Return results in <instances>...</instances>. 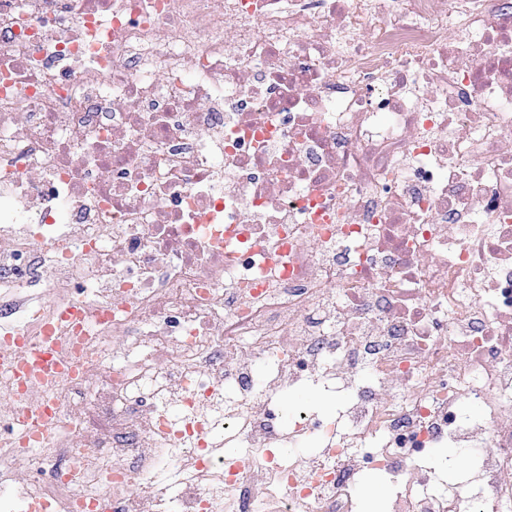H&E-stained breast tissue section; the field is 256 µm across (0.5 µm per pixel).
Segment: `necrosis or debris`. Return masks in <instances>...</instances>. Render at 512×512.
I'll use <instances>...</instances> for the list:
<instances>
[{"label":"necrosis or debris","instance_id":"necrosis-or-debris-1","mask_svg":"<svg viewBox=\"0 0 512 512\" xmlns=\"http://www.w3.org/2000/svg\"><path fill=\"white\" fill-rule=\"evenodd\" d=\"M18 332L0 502L512 512V0H0ZM17 349L4 348L0 351V363H18V370L23 371L27 376L30 374L38 375L42 378L57 380L63 378L57 361L52 355L48 344L29 346L26 343H18ZM19 357L31 358L34 360V367L24 359L18 361ZM324 398H329L331 400L333 408V398L316 389H307L291 394L288 393L282 401L283 414L288 418V415L299 406H306L319 409L323 412H329L328 406L323 402Z\"/></svg>","mask_w":512,"mask_h":512}]
</instances>
